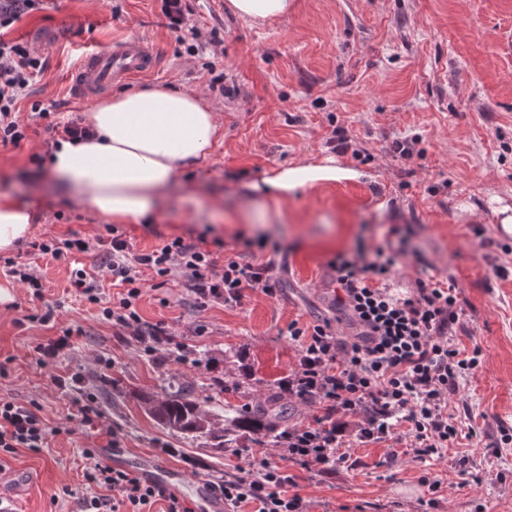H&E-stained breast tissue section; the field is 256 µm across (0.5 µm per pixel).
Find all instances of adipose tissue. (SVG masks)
I'll return each mask as SVG.
<instances>
[{
	"label": "adipose tissue",
	"instance_id": "1",
	"mask_svg": "<svg viewBox=\"0 0 512 512\" xmlns=\"http://www.w3.org/2000/svg\"><path fill=\"white\" fill-rule=\"evenodd\" d=\"M89 122L94 137L62 142L47 159V175L58 189L83 192L92 209L120 223L150 215L179 168L205 159L223 132L217 112L196 93L163 87L116 94L91 112ZM352 175L332 158L303 161L273 169L253 189L281 199L299 187ZM31 224L26 205L0 202V251L27 237Z\"/></svg>",
	"mask_w": 512,
	"mask_h": 512
}]
</instances>
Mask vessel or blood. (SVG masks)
<instances>
[{"label": "vessel or blood", "mask_w": 512, "mask_h": 512, "mask_svg": "<svg viewBox=\"0 0 512 512\" xmlns=\"http://www.w3.org/2000/svg\"><path fill=\"white\" fill-rule=\"evenodd\" d=\"M159 65L157 49L148 39L133 36L116 38L107 47L82 58L74 71L72 86L79 97L93 99L115 83L154 73ZM142 468L149 480L165 483L174 489L188 487L197 498L201 512H225L223 500L212 495L203 481L184 483L173 469L157 460L144 461Z\"/></svg>", "instance_id": "obj_1"}]
</instances>
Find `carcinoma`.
Returning a JSON list of instances; mask_svg holds the SVG:
<instances>
[{
  "instance_id": "carcinoma-1",
  "label": "carcinoma",
  "mask_w": 512,
  "mask_h": 512,
  "mask_svg": "<svg viewBox=\"0 0 512 512\" xmlns=\"http://www.w3.org/2000/svg\"><path fill=\"white\" fill-rule=\"evenodd\" d=\"M144 404L163 427L192 439L215 441L214 450L219 452L224 450L226 442L236 445L259 435L277 440L280 424L288 417L286 409L276 405L264 413L245 409L223 418L204 411L199 404L175 393L147 396Z\"/></svg>"
}]
</instances>
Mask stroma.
Instances as JSON below:
<instances>
[{
    "label": "stroma",
    "mask_w": 512,
    "mask_h": 512,
    "mask_svg": "<svg viewBox=\"0 0 512 512\" xmlns=\"http://www.w3.org/2000/svg\"><path fill=\"white\" fill-rule=\"evenodd\" d=\"M188 3L192 16L179 31L168 27L161 0H45L6 32L45 68L18 103L26 138L0 148V198L32 209L31 239L91 242L103 233L106 220L84 194L56 192L33 163L51 147L36 109L60 121L86 118L93 103L76 96L72 72L112 38L139 35L159 46L160 67L138 86L195 91L217 106L224 136L162 193L149 223L124 225L126 239L136 252L179 236L221 259L269 260L280 289L272 297L247 292L233 307L201 308L186 288L156 286L153 273L140 270L146 320L165 322L177 335L204 329L187 362L157 361L114 336L98 306L71 294V269L93 265L95 251L55 259L24 242L1 251L0 287L12 300L0 312V363L8 367L0 399L37 401L64 429L41 451L0 458L27 475L19 512H80L82 498L98 492L83 476L82 452L108 455V437L80 425L72 396L54 383L59 375L83 377L129 455L159 459L189 481L239 475L250 460L231 448L213 455L163 428L143 395L191 388L203 409L220 414L229 404L263 408L275 390L288 426L311 422L320 407L283 392L299 351L288 326L328 322L347 332L328 262L339 252H371L394 226L409 249L392 278L398 292L424 274L458 286L455 342L480 349L481 365L450 397L448 411L471 434L420 460L407 437L356 441L359 420L346 416L347 463L327 472L290 466L295 491L309 512H512V446L490 450L512 434V276L496 278L489 265L494 259L512 267L494 230L500 209L512 207V0H292L286 17L267 23L233 15L229 0ZM214 72L223 75V90L211 89ZM338 126L351 151L335 149ZM404 138L415 139L413 154L395 157L392 145ZM326 157L357 178L256 200L252 184L272 169ZM265 237L281 250L243 245ZM8 257L30 264L42 298L6 273ZM53 304L60 307L54 325L30 321ZM68 329L76 333L73 346L40 363L37 345ZM433 481L438 490L430 489ZM66 486L72 495H63Z\"/></svg>",
    "instance_id": "obj_1"
}]
</instances>
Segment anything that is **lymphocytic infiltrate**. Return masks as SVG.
<instances>
[{
    "mask_svg": "<svg viewBox=\"0 0 512 512\" xmlns=\"http://www.w3.org/2000/svg\"><path fill=\"white\" fill-rule=\"evenodd\" d=\"M40 58L28 48L0 37V146L18 145L26 131L14 114L35 73ZM112 273L117 292L105 297L96 270L76 268L70 285L76 296L97 305L116 335L135 342L146 356L159 344H173V361L184 362L193 345L174 341L165 322L145 320L139 310L144 289L140 269L162 281H178L197 303L241 304L247 291L275 295L278 278L272 262L242 263L234 258L217 263L210 251L176 237L151 250L135 253L115 225H107L97 240ZM391 241L378 245L371 255L353 258L337 255L329 266L335 274L336 302L346 310L356 329L353 340L344 339L331 324L301 327L290 323L288 333L299 344V358L288 379L289 394L307 404L324 407L312 423L284 430L277 442L281 461L325 471L336 465L340 430L337 414L359 417L361 441L392 437L406 425L412 451L418 458L439 454L458 437L460 424L448 411V399L460 389L464 376L480 363L479 350L462 352L454 340L460 316L456 287L431 278L418 279L409 294L392 291L390 280L405 254ZM59 389L75 392L82 425L105 431L108 445L121 447L123 435L86 391L80 377H55ZM41 414L38 402L0 400V455L20 448L37 452L49 437L61 434ZM250 457L247 476L211 482L232 512L249 503L253 512H308L299 494L289 493L294 478L262 452L246 449ZM85 479L103 488L100 496L83 499L82 512H145L159 500L166 512H194L183 499L158 482L105 464L95 449H84Z\"/></svg>",
    "mask_w": 512,
    "mask_h": 512,
    "instance_id": "f902f5d3",
    "label": "lymphocytic infiltrate"
}]
</instances>
